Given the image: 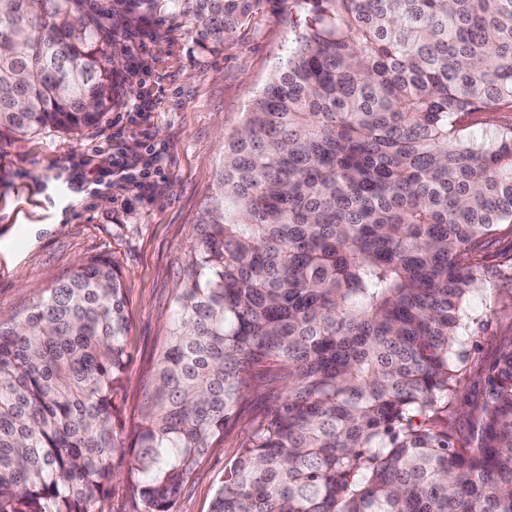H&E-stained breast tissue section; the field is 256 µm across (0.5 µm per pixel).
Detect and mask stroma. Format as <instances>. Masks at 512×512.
Segmentation results:
<instances>
[{
    "label": "stroma",
    "instance_id": "1",
    "mask_svg": "<svg viewBox=\"0 0 512 512\" xmlns=\"http://www.w3.org/2000/svg\"><path fill=\"white\" fill-rule=\"evenodd\" d=\"M287 40L283 0H260L223 51L208 55L196 50L185 26L154 15L113 36L112 110L100 124L76 134L45 129L0 138V317L22 313L78 262L111 259L124 275L132 324L124 435L139 420L182 248L212 188L219 136L239 124ZM123 153L155 167L153 189L141 190L140 169L120 167ZM483 256L487 273L471 301L466 379L448 410L459 436L472 427L499 347L512 341V228L489 238ZM283 392L277 380L248 394L172 512H209L225 467Z\"/></svg>",
    "mask_w": 512,
    "mask_h": 512
}]
</instances>
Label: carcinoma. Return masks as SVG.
Masks as SVG:
<instances>
[{"mask_svg":"<svg viewBox=\"0 0 512 512\" xmlns=\"http://www.w3.org/2000/svg\"><path fill=\"white\" fill-rule=\"evenodd\" d=\"M224 48L259 0H120ZM79 0H0V137L112 108ZM285 61L224 132L164 341L123 439L131 321L120 269L78 265L0 320V512H144L182 486L260 377L284 396L209 512H512V342L474 432L438 426L465 379L482 248L512 224V0H290ZM467 132L484 139L493 140L499 129L512 125V108L505 107L498 112H474L461 119ZM141 510L132 497L131 493L123 483H116L115 488L112 490L106 509L108 512H135Z\"/></svg>","mask_w":512,"mask_h":512,"instance_id":"cac0c4a2","label":"carcinoma"}]
</instances>
